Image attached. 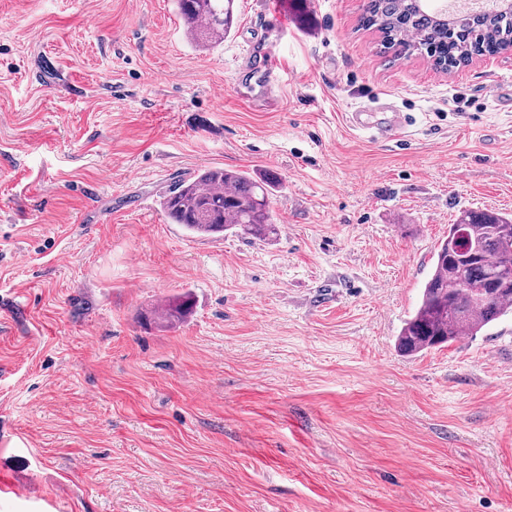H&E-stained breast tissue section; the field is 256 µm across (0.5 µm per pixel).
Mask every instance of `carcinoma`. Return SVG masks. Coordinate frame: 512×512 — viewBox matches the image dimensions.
Returning a JSON list of instances; mask_svg holds the SVG:
<instances>
[{
  "label": "carcinoma",
  "mask_w": 512,
  "mask_h": 512,
  "mask_svg": "<svg viewBox=\"0 0 512 512\" xmlns=\"http://www.w3.org/2000/svg\"><path fill=\"white\" fill-rule=\"evenodd\" d=\"M427 0H364L359 23L376 28L383 48L406 56L416 34L433 64L450 72L474 58L512 48V12H489L480 18L454 13L439 21ZM190 43L199 49L221 44L232 32L234 0H174ZM277 176L255 179L247 171L200 169L180 179L162 197L164 215L192 235L222 236L239 229L263 241L276 235L270 195ZM512 262V217L494 211H463L449 225L448 237L433 255V271L420 301L397 337L405 356L475 336L512 313V283L498 272ZM190 308L185 297L166 300L153 315L166 322L182 320Z\"/></svg>",
  "instance_id": "cac0c4a2"
}]
</instances>
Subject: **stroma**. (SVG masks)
<instances>
[{
  "mask_svg": "<svg viewBox=\"0 0 512 512\" xmlns=\"http://www.w3.org/2000/svg\"><path fill=\"white\" fill-rule=\"evenodd\" d=\"M263 2L201 51L172 0H0V512H512V314L396 348L459 213L512 215V51ZM377 95L404 141L348 128ZM204 167L277 174L275 242L164 216ZM190 308V302L186 297H177L166 300L161 310H155L152 314L158 319L173 323L182 320Z\"/></svg>",
  "mask_w": 512,
  "mask_h": 512,
  "instance_id": "stroma-1",
  "label": "stroma"
}]
</instances>
